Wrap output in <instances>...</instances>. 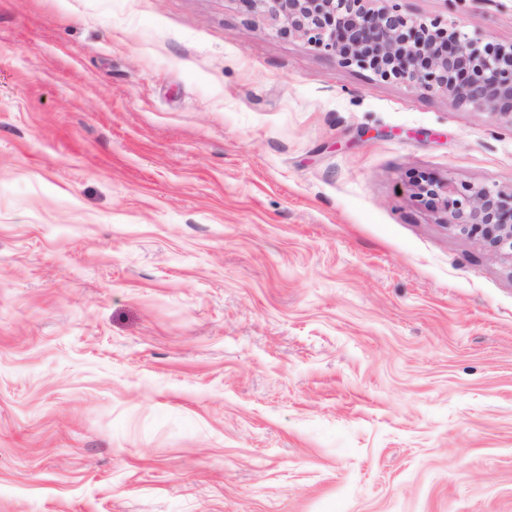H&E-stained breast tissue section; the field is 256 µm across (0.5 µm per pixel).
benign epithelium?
<instances>
[{
    "label": "benign epithelium",
    "mask_w": 512,
    "mask_h": 512,
    "mask_svg": "<svg viewBox=\"0 0 512 512\" xmlns=\"http://www.w3.org/2000/svg\"><path fill=\"white\" fill-rule=\"evenodd\" d=\"M277 32L299 37L344 67L407 83L453 106L488 112L512 125V43L469 34L433 19L420 21L402 0H245ZM414 195L446 214L459 234L512 260V188L457 183L420 174Z\"/></svg>",
    "instance_id": "1"
}]
</instances>
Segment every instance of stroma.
Wrapping results in <instances>:
<instances>
[{
	"instance_id": "35a3bbf8",
	"label": "stroma",
	"mask_w": 512,
	"mask_h": 512,
	"mask_svg": "<svg viewBox=\"0 0 512 512\" xmlns=\"http://www.w3.org/2000/svg\"><path fill=\"white\" fill-rule=\"evenodd\" d=\"M420 173L512 126L243 0H0V512H512V261Z\"/></svg>"
}]
</instances>
